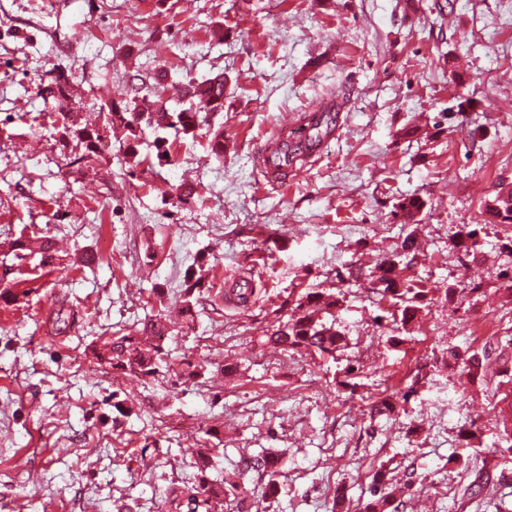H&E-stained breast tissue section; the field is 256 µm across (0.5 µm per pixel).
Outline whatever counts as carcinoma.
Masks as SVG:
<instances>
[{
  "label": "carcinoma",
  "mask_w": 512,
  "mask_h": 512,
  "mask_svg": "<svg viewBox=\"0 0 512 512\" xmlns=\"http://www.w3.org/2000/svg\"><path fill=\"white\" fill-rule=\"evenodd\" d=\"M227 77L217 74L200 82L189 85L186 96L189 106L179 112H170L162 100V71H157L152 81L140 79L138 86L132 88L136 94L147 92L156 97L155 108L151 112H137L129 105L110 106L108 116L111 123L119 122L129 131L126 156L129 164L138 166L144 158L138 150V132L134 130L136 121H145L152 128H170L175 133L187 138L196 136L201 126L209 124L211 117L224 111V89ZM56 89L49 90L53 108L60 111L70 110V99L66 95L67 78L61 74L54 79ZM337 113L332 108L322 110L319 120L309 126L308 142L312 145L321 143L336 125ZM99 133L86 127L74 130V137L85 145L86 154L81 159L86 162L94 160L96 150L93 147ZM424 201L416 196L403 199L398 209L405 217V223L415 221ZM485 211L494 224H512V188L496 192L485 200ZM482 225L461 224L453 236V244L464 254L477 258V240ZM16 250L28 251L40 255V263L45 267L55 264V250L50 240L40 239L16 240ZM399 263L393 259L383 261L377 281L385 284L382 292L394 300V306L401 312V325L407 326L421 309L426 299V291L415 288L401 278L396 268ZM206 288L203 275L189 271L185 275L182 294L184 309L191 311L203 298ZM340 305V298L333 293H324L313 288L308 289L295 302L288 320L271 330L266 342L280 347L284 351H305L321 359L336 358L344 350L346 336L336 329L335 310ZM80 313L63 304L56 309L53 327L55 334L64 335L78 321ZM163 323L155 320L144 324L134 334L114 336L102 344L97 351V359L108 364L114 370L130 376H151L156 372L157 364L163 360L165 348ZM217 448H200L197 450L196 468L198 478L195 483L184 488L180 495L184 504L177 505L181 512H224V503H234L233 512H247L244 501L238 498L236 484L226 480H211L207 472L215 468ZM243 469L257 472L267 477L265 495L276 497L281 492L280 471L276 454L260 453L243 460ZM501 482V477L488 473L475 475L468 485L467 493L471 497L479 496L492 483ZM402 503L395 502L391 487L386 483L385 473L374 474L370 488V498L359 507V512H399Z\"/></svg>",
  "instance_id": "obj_1"
}]
</instances>
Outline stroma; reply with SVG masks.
I'll return each instance as SVG.
<instances>
[{
    "instance_id": "35a3bbf8",
    "label": "stroma",
    "mask_w": 512,
    "mask_h": 512,
    "mask_svg": "<svg viewBox=\"0 0 512 512\" xmlns=\"http://www.w3.org/2000/svg\"><path fill=\"white\" fill-rule=\"evenodd\" d=\"M159 70L172 111L183 85L225 74L224 110L193 139L144 129L141 154L161 135L171 162L134 167L105 116ZM61 71L69 119L100 133L90 164L45 97ZM328 101L338 128L320 156L266 179L257 158L272 133ZM461 105L477 124L455 119ZM510 185L512 0H0V289H22L0 304V473L16 475L0 501L175 512L209 428L223 440L210 479L236 481L252 512H332L339 497L356 512L380 468L409 484L405 512H512V224L483 212ZM411 195L424 207L409 225L398 206ZM460 224L483 225L478 259L452 249ZM413 232L421 251L403 276L428 294L404 328L371 278L342 275L373 270ZM20 236L51 238L55 266L15 260ZM83 252L92 265L76 263ZM199 260L209 290L186 314L181 284ZM236 278L253 282L247 305L224 301ZM308 288L341 299L337 359L261 342ZM62 302L83 318L57 336ZM158 316L168 356L154 376L94 358ZM452 349L484 354L482 369L464 372ZM187 360L201 377L183 375ZM392 396L401 407L372 416ZM268 448L282 452L272 499L240 463ZM479 471L509 480L472 499Z\"/></svg>"
}]
</instances>
